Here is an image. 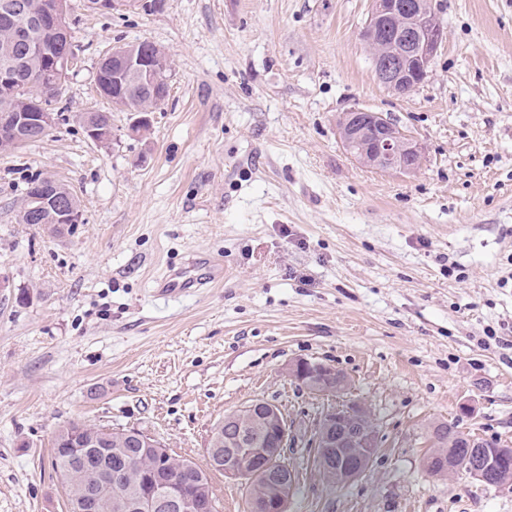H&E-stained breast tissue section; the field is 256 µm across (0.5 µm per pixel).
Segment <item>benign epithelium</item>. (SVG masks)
Instances as JSON below:
<instances>
[{"label": "benign epithelium", "instance_id": "benign-epithelium-1", "mask_svg": "<svg viewBox=\"0 0 512 512\" xmlns=\"http://www.w3.org/2000/svg\"><path fill=\"white\" fill-rule=\"evenodd\" d=\"M0 17L22 27L62 33L68 47L56 55L47 56L50 68L45 72L44 80L56 88L63 87L75 63V50L69 46L67 0H52L47 11L35 18L26 16L16 0H0ZM394 22L408 31L405 54L415 61V69L411 73L404 69L391 73L387 85L391 91L405 94L428 76L434 58L446 40V30L437 17L426 14L419 6L402 9L398 0H370L362 39L366 44H372L377 32ZM111 60L138 77L147 89L164 77L168 65L163 55L147 57L141 51L123 46L112 49L101 66H106ZM58 118V113L43 104L29 112H1L0 137L8 136L24 142L35 133L53 127ZM338 134L353 158L384 172L414 173L424 160L422 144L402 127L393 125L381 112L366 108L349 110L341 118ZM29 202L28 219L32 222L41 223L44 213L51 211L57 224L82 223L80 210L66 203L60 193L35 194ZM289 375L315 392L339 393L347 386V378L343 374L320 362L297 361L290 366ZM259 417L276 427L274 444L270 448L254 447L251 427ZM235 419L237 430L225 442L228 451L221 457L217 448L208 449L205 465L246 485L259 480L271 488L268 495L252 496L249 512H288L293 484L291 469L285 461L288 456L286 418L281 416L277 405L257 399L236 412ZM456 440L457 446L469 449V453L459 463L453 449H448L450 474L464 468L474 479L487 484L493 469L512 460V448L509 446L486 448L474 438L461 435ZM316 446L321 469L334 472L336 483L344 484L359 477L379 449L377 428L368 409L352 403L345 408L327 411L319 424ZM64 483L69 494L70 512H102L106 507L113 512H126L128 509L132 512H216L217 509L210 497H193L185 493L180 480L158 465L149 474L145 492H139L132 498L119 494L108 504L104 503L95 487L77 489L67 477Z\"/></svg>", "mask_w": 512, "mask_h": 512}]
</instances>
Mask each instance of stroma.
Returning a JSON list of instances; mask_svg holds the SVG:
<instances>
[{
    "label": "stroma",
    "instance_id": "1",
    "mask_svg": "<svg viewBox=\"0 0 512 512\" xmlns=\"http://www.w3.org/2000/svg\"><path fill=\"white\" fill-rule=\"evenodd\" d=\"M447 29L409 93L378 80L369 0H70L67 121L0 150V512H67L51 442L71 420L136 428L204 464L214 426L256 399L288 420V512H512V485L422 467L441 422L512 446V0H432ZM147 40L169 62L149 133L101 95L99 61ZM359 107L421 142L416 173L352 158ZM109 113L112 141L78 121ZM70 186L83 221L22 224L34 176ZM222 256L217 288L165 303L151 277ZM299 360L349 380L313 393ZM368 408L379 452L329 484L322 415Z\"/></svg>",
    "mask_w": 512,
    "mask_h": 512
}]
</instances>
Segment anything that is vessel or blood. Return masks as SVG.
<instances>
[{
  "label": "vessel or blood",
  "instance_id": "1",
  "mask_svg": "<svg viewBox=\"0 0 512 512\" xmlns=\"http://www.w3.org/2000/svg\"><path fill=\"white\" fill-rule=\"evenodd\" d=\"M227 273L222 258L198 254L183 266L167 268L155 282L156 293L161 297L198 293L222 283Z\"/></svg>",
  "mask_w": 512,
  "mask_h": 512
}]
</instances>
